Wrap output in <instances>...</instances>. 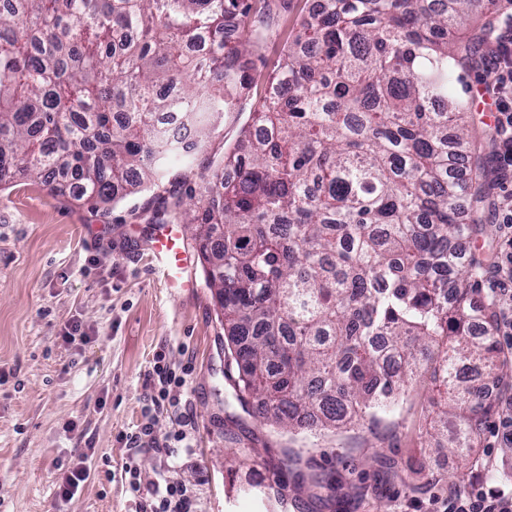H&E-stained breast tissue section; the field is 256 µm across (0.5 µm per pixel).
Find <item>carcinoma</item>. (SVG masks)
Returning a JSON list of instances; mask_svg holds the SVG:
<instances>
[{"label":"carcinoma","instance_id":"cac0c4a2","mask_svg":"<svg viewBox=\"0 0 512 512\" xmlns=\"http://www.w3.org/2000/svg\"><path fill=\"white\" fill-rule=\"evenodd\" d=\"M502 9L473 25L471 0H320L216 156L270 4L3 0L0 184L71 178L106 205L168 179L153 221L194 229L239 401L289 430L350 425L393 412L426 367L431 430L469 460L492 407L461 369L502 365L471 297L481 268L453 244L487 222L493 178L448 61L480 67Z\"/></svg>","mask_w":512,"mask_h":512}]
</instances>
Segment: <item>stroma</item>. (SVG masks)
<instances>
[{"instance_id":"obj_1","label":"stroma","mask_w":512,"mask_h":512,"mask_svg":"<svg viewBox=\"0 0 512 512\" xmlns=\"http://www.w3.org/2000/svg\"><path fill=\"white\" fill-rule=\"evenodd\" d=\"M314 6L271 0L267 36L248 60L251 101L265 95ZM75 195L30 180L0 186V512H140L122 470L123 437L145 421V379L159 353L187 375L179 404L156 413L155 434L185 440L143 455L140 480L186 486L196 512H440L469 482L512 487L497 413L466 463L426 434V373L395 413L375 421L316 436L266 424L258 403L237 401L225 378L224 323L200 261L188 270L197 283L190 294L174 293L153 269L149 219L159 197L132 194L105 215ZM74 321L86 339L64 342ZM286 453L299 462L282 470ZM81 456L90 477L61 500L56 466ZM314 474L337 480L335 500L313 498Z\"/></svg>"}]
</instances>
